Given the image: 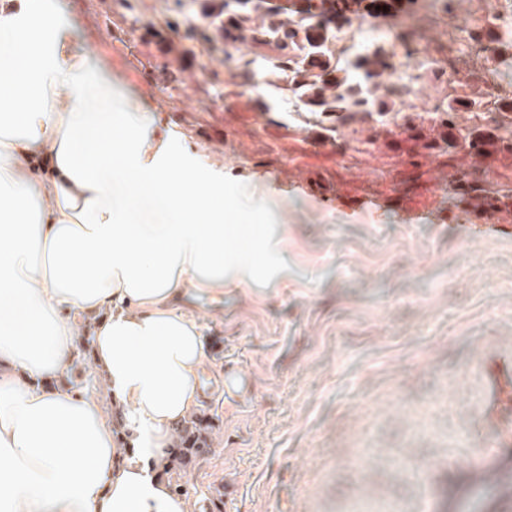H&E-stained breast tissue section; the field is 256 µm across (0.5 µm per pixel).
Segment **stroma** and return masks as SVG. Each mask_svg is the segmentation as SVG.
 Wrapping results in <instances>:
<instances>
[{
	"instance_id": "stroma-1",
	"label": "stroma",
	"mask_w": 512,
	"mask_h": 512,
	"mask_svg": "<svg viewBox=\"0 0 512 512\" xmlns=\"http://www.w3.org/2000/svg\"><path fill=\"white\" fill-rule=\"evenodd\" d=\"M203 0H58L79 48L115 91L148 102L176 151L224 176V191H255L285 227L287 277L275 286L190 294L217 383L201 412L211 447L181 482L193 512H494L495 486L479 480L488 377L471 371L512 354V208L493 218L435 183L438 158L412 165L404 146L307 135L314 122L256 68V89L235 73L247 45L207 50L187 40ZM512 0H416L398 17L430 62L416 95L376 94L404 113L429 112L449 83L512 99V37L475 59L458 38L461 16L481 22ZM336 31V66L384 43V22L357 8ZM153 23L163 42L149 41ZM193 48L203 69L185 72ZM271 112H264V105ZM493 221L477 235L472 227ZM252 379L224 397L225 365Z\"/></svg>"
}]
</instances>
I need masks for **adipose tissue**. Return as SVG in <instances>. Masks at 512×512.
<instances>
[{
	"label": "adipose tissue",
	"mask_w": 512,
	"mask_h": 512,
	"mask_svg": "<svg viewBox=\"0 0 512 512\" xmlns=\"http://www.w3.org/2000/svg\"><path fill=\"white\" fill-rule=\"evenodd\" d=\"M152 124L39 0H0V512H191L159 475L204 397L182 305L272 277L283 239ZM87 318L99 397L50 385Z\"/></svg>",
	"instance_id": "ef3b65f1"
}]
</instances>
